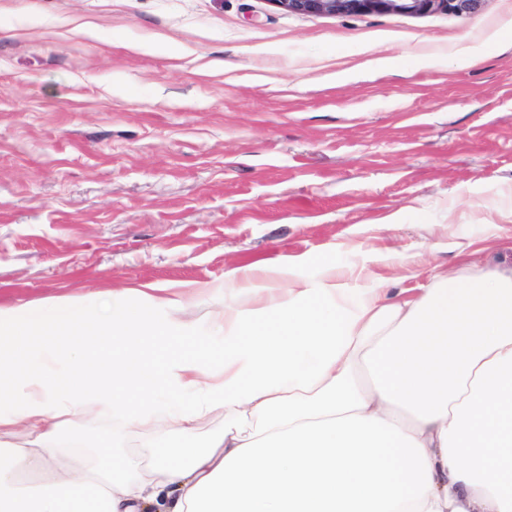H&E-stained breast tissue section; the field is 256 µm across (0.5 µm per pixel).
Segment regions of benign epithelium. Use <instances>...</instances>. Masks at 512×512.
<instances>
[{"mask_svg":"<svg viewBox=\"0 0 512 512\" xmlns=\"http://www.w3.org/2000/svg\"><path fill=\"white\" fill-rule=\"evenodd\" d=\"M288 13L362 14L396 12L418 15L437 10L464 14L474 11L481 0H271Z\"/></svg>","mask_w":512,"mask_h":512,"instance_id":"1","label":"benign epithelium"}]
</instances>
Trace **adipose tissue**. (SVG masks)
I'll list each match as a JSON object with an SVG mask.
<instances>
[{
	"mask_svg": "<svg viewBox=\"0 0 512 512\" xmlns=\"http://www.w3.org/2000/svg\"><path fill=\"white\" fill-rule=\"evenodd\" d=\"M224 279L220 355L180 297L0 307V512H512V265L395 296L332 262ZM106 414L183 438L135 478L64 447Z\"/></svg>",
	"mask_w": 512,
	"mask_h": 512,
	"instance_id": "obj_1",
	"label": "adipose tissue"
}]
</instances>
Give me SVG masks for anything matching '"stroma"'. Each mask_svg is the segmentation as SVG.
Instances as JSON below:
<instances>
[{"label":"stroma","instance_id":"35a3bbf8","mask_svg":"<svg viewBox=\"0 0 512 512\" xmlns=\"http://www.w3.org/2000/svg\"><path fill=\"white\" fill-rule=\"evenodd\" d=\"M328 258L393 294L512 264V0H0L1 307L185 291L217 353L225 271ZM482 0H272L288 13L362 14L396 12L418 15L437 10L464 14L474 11Z\"/></svg>","mask_w":512,"mask_h":512}]
</instances>
